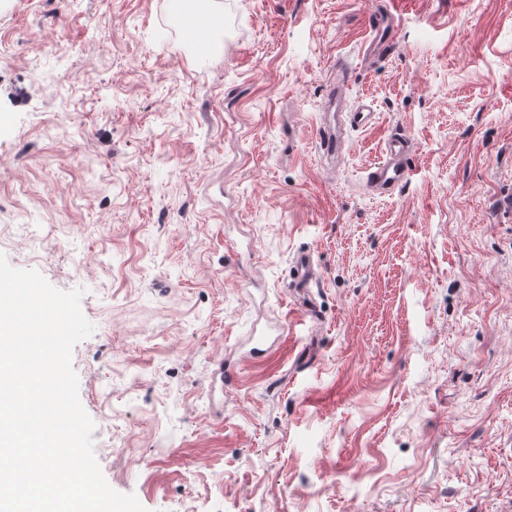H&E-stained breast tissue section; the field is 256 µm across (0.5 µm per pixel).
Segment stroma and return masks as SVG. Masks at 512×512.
<instances>
[{
  "label": "stroma",
  "instance_id": "obj_1",
  "mask_svg": "<svg viewBox=\"0 0 512 512\" xmlns=\"http://www.w3.org/2000/svg\"><path fill=\"white\" fill-rule=\"evenodd\" d=\"M170 4L0 0V253L84 291L109 485L148 512H512V0H395L371 65L377 0H211L206 54ZM340 58L377 124L332 160ZM395 132L413 174L370 196ZM396 27V17L391 13L374 15L369 24V49L389 50L394 43ZM332 78L329 82L328 103L336 107V124L331 127H320L318 134L321 148L326 155L335 157L341 151L343 134L346 124L340 120L343 112H339L340 106L344 103L342 90L348 82V70L342 63H336L332 69ZM294 279L292 286L299 288V291L305 292L311 282H315L313 273L312 256L307 251L298 253L294 258Z\"/></svg>",
  "mask_w": 512,
  "mask_h": 512
}]
</instances>
